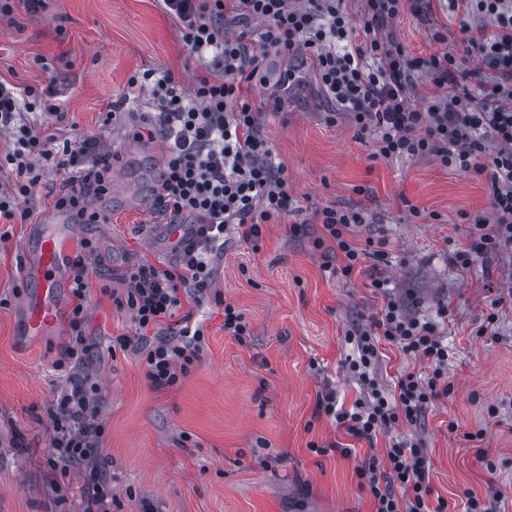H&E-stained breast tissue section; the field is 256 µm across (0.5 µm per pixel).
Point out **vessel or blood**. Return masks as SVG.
Returning a JSON list of instances; mask_svg holds the SVG:
<instances>
[{
  "instance_id": "vessel-or-blood-1",
  "label": "vessel or blood",
  "mask_w": 512,
  "mask_h": 512,
  "mask_svg": "<svg viewBox=\"0 0 512 512\" xmlns=\"http://www.w3.org/2000/svg\"><path fill=\"white\" fill-rule=\"evenodd\" d=\"M73 224L72 214L59 211L25 249L22 275L30 286L23 307L27 335H49L60 323L67 288L61 245L70 237Z\"/></svg>"
}]
</instances>
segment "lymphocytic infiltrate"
<instances>
[{"instance_id":"lymphocytic-infiltrate-1","label":"lymphocytic infiltrate","mask_w":512,"mask_h":512,"mask_svg":"<svg viewBox=\"0 0 512 512\" xmlns=\"http://www.w3.org/2000/svg\"><path fill=\"white\" fill-rule=\"evenodd\" d=\"M177 24L181 40L199 62L191 89H183L169 70L146 68L130 78L128 93L112 102V112L134 110L148 96V111L138 114L132 136L138 141L162 138L166 154L154 190L155 207L169 223L186 224L188 236L178 244L171 265L139 263L124 275L129 286L125 305L139 332L155 329L181 306L183 290L204 297L215 282V265L224 255V236L256 241L262 227L286 215L297 202L288 173L276 161L264 133L262 104L280 103L282 92L304 84L303 66H310L321 99L331 104L328 122L348 120L359 132L373 133L376 157L434 158L440 165L487 175L492 190L491 222H476L466 249L454 263L466 269L512 253V0H448L465 6L483 24L467 40L494 78L482 96L469 89L473 76L450 53L414 56L385 28L404 9V0H364L361 21H354L344 0H162ZM496 32L486 37L485 24ZM286 63L277 80L268 76L270 54ZM428 92H420L421 83ZM53 87L38 90L0 82V128L16 131L11 151L0 158L14 184L0 191V219L27 217L33 190L46 170L63 176L57 208L74 213L78 223L104 224L107 216L91 207L112 178L116 154L98 139L80 142L56 134L43 135L19 123V104L42 105L56 116ZM325 239L344 259L342 275H350L365 256L374 259L371 285L385 293L378 315L349 334L358 357L350 370L369 384L380 341L397 343L402 352L426 359L428 379L401 376L392 396L371 387L352 409L337 408L333 394L319 403L338 426L354 438L373 441L399 423H413L433 399L447 395L448 348L438 327L406 314L402 303L388 296V253L366 250L357 243L361 212L327 206L316 211ZM92 240L80 243L72 260L70 285L72 338L59 362L71 373V386L53 420V475L64 476L75 462L94 463L101 452L103 427L97 421L98 388L82 368L89 351L81 329ZM183 345L161 339L146 351L151 382L160 388L178 385L198 360L205 337L201 326L183 317ZM427 461L419 444L394 440L383 460H371L358 471L360 487L374 502V512H447V501L429 506Z\"/></svg>"}]
</instances>
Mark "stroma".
<instances>
[{
	"label": "stroma",
	"instance_id": "obj_1",
	"mask_svg": "<svg viewBox=\"0 0 512 512\" xmlns=\"http://www.w3.org/2000/svg\"><path fill=\"white\" fill-rule=\"evenodd\" d=\"M469 21L448 0H418L396 19L393 36L416 56L463 58L479 90L491 74L466 50ZM198 65L161 0H46L35 14L17 0L11 18L0 20V81L54 86L64 117L53 132L99 139L121 156L111 188L91 201L107 223L75 225L62 252L75 258L86 238L96 247L84 372L102 402L98 465L112 512H373L358 470L384 458L389 436L354 439L316 405L331 392L347 407L359 393L347 333L379 312L383 297L369 286L372 259L351 276L330 274L343 258L319 241L314 212L327 205L365 214L358 241L383 242L393 295L407 314L439 322L450 350L449 395L396 429L424 450L430 502L466 512L473 496L484 512H512V303L493 305L512 288V258L478 260L466 270L453 264L472 222L491 215L490 180L430 157L376 158L371 134L324 121L326 106L311 86L290 91L281 111L263 117L300 209L264 225L259 243L229 235L214 295H182L179 312L202 324L206 345L180 385L154 387L139 347L109 351V337L137 334L116 303L127 288L123 274L143 261L175 263L178 253L151 232L152 216L141 209L154 197L163 144L136 141L128 115L110 120L106 112L143 68L170 70L188 90ZM61 181L45 174L26 221L0 225V512H78L87 493L85 467L58 479L48 466L52 418L68 386L57 363L71 325L42 339L21 327L23 248L54 213ZM227 303L250 325L244 340L224 331ZM493 310L498 320L485 326ZM407 372L424 377L430 368L380 341L377 385L393 391Z\"/></svg>",
	"mask_w": 512,
	"mask_h": 512
}]
</instances>
